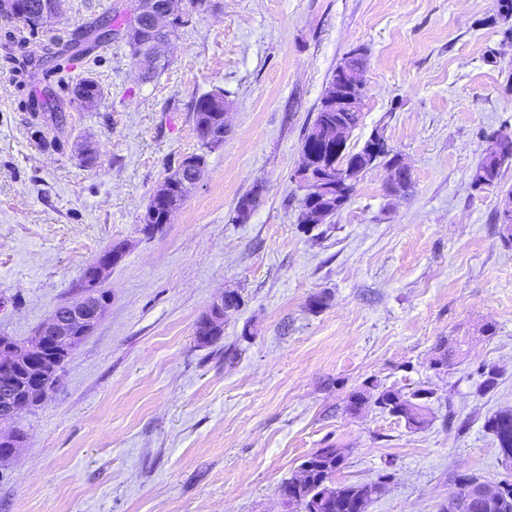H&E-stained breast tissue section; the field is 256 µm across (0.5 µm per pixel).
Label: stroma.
Returning a JSON list of instances; mask_svg holds the SVG:
<instances>
[{"label": "stroma", "mask_w": 512, "mask_h": 512, "mask_svg": "<svg viewBox=\"0 0 512 512\" xmlns=\"http://www.w3.org/2000/svg\"><path fill=\"white\" fill-rule=\"evenodd\" d=\"M128 0H62L24 32L38 51ZM169 65L142 82L128 47L101 40L52 69L6 60L20 21L0 18V334L31 336L71 300L84 267L128 245L102 287L95 331L42 404L18 413L0 461V512H288L281 483L318 448L345 459L339 485L390 481L367 512H439L458 475L512 480L484 421L512 410V244L496 221L512 165L486 190L471 172L512 134V46L498 0H180ZM363 49L359 148L382 135L411 170L362 173L327 223L298 221L301 143L325 86ZM101 84L94 110L69 84ZM52 92L63 152L39 145L26 108ZM222 93L228 130L169 224L140 216L164 178L200 152L192 104ZM96 150L94 164L76 154ZM259 203L240 222V197ZM243 303L211 346L197 321L222 293ZM327 294L326 305L309 307ZM494 325V335L483 332ZM459 342L450 366L431 360ZM501 371L490 393L479 368ZM433 392L418 430L351 392Z\"/></svg>", "instance_id": "stroma-1"}]
</instances>
